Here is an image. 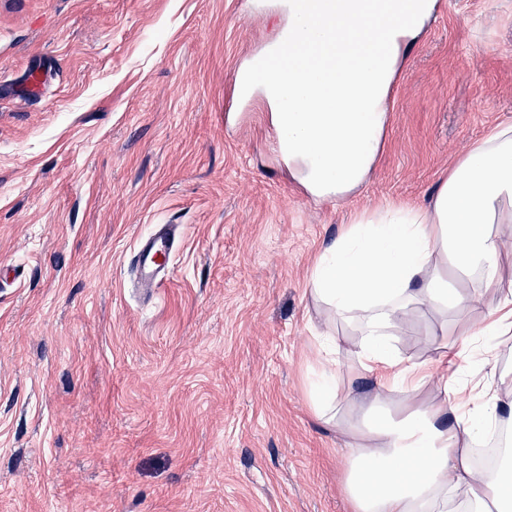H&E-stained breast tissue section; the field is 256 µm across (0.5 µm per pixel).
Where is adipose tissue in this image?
<instances>
[{"label":"adipose tissue","mask_w":512,"mask_h":512,"mask_svg":"<svg viewBox=\"0 0 512 512\" xmlns=\"http://www.w3.org/2000/svg\"><path fill=\"white\" fill-rule=\"evenodd\" d=\"M435 0H288L287 65L259 89L290 173L316 198H344L370 177L387 113L385 101L409 44ZM512 223V123L497 126L449 168L428 206L395 209L349 225L319 254L312 293L344 323L357 324L351 353L369 390L358 414L333 386L338 339L315 387V413L348 439L343 490L354 512H512L506 474L473 462L489 433L512 425V401L485 388L467 402V352L495 350L512 335V279L501 275L500 227ZM480 287L461 293L460 282ZM498 298L464 341L445 340L438 362L402 356L392 338L415 307L441 315ZM448 374L432 376L438 364ZM435 382V396L417 393Z\"/></svg>","instance_id":"1"}]
</instances>
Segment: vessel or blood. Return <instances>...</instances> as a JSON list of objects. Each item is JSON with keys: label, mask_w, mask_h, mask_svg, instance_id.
<instances>
[{"label": "vessel or blood", "mask_w": 512, "mask_h": 512, "mask_svg": "<svg viewBox=\"0 0 512 512\" xmlns=\"http://www.w3.org/2000/svg\"><path fill=\"white\" fill-rule=\"evenodd\" d=\"M181 245L178 225L157 224L141 239L130 256L140 287H156L165 275L172 253Z\"/></svg>", "instance_id": "obj_1"}]
</instances>
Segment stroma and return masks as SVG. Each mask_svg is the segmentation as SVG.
<instances>
[{
  "label": "stroma",
  "instance_id": "stroma-1",
  "mask_svg": "<svg viewBox=\"0 0 512 512\" xmlns=\"http://www.w3.org/2000/svg\"><path fill=\"white\" fill-rule=\"evenodd\" d=\"M392 86L371 179L316 199L241 67L284 0H0V512H353L346 442L318 420L310 293L353 220L426 207L460 153L512 123V0H438ZM182 242L159 287L128 264ZM438 318L394 340L434 359ZM181 245L177 224H155L131 253L130 265L141 288H155L165 275L172 253Z\"/></svg>",
  "mask_w": 512,
  "mask_h": 512
}]
</instances>
